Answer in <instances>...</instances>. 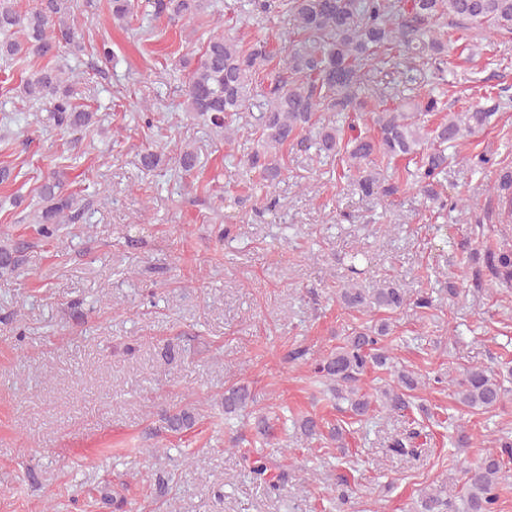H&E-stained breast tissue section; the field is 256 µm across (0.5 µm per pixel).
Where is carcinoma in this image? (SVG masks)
I'll list each match as a JSON object with an SVG mask.
<instances>
[{
	"instance_id": "cac0c4a2",
	"label": "carcinoma",
	"mask_w": 512,
	"mask_h": 512,
	"mask_svg": "<svg viewBox=\"0 0 512 512\" xmlns=\"http://www.w3.org/2000/svg\"><path fill=\"white\" fill-rule=\"evenodd\" d=\"M111 15L123 20L134 13L135 0H110ZM243 12L257 19L271 12L291 15L297 39L284 47L283 64L271 66L265 42H243L237 37L213 33L190 73L185 89L186 112L210 123L224 140L233 139L231 118L243 109L249 97L263 98L262 111L254 117L261 131L260 148L244 164L258 169L274 181L280 175L277 155L286 144L315 147L316 158L345 159L355 169L353 183L362 196L389 201L400 192L415 190L441 211L460 208L441 189L439 175L448 166V149L460 145L475 131L487 126L512 99L487 97L488 105L477 104L464 112H448L433 126L421 117L443 111L447 93L448 29L467 32L464 48L476 47L468 31L487 26L512 34V0H243ZM153 14L171 20L193 18L204 25L219 20L205 14L207 0H151ZM22 33L24 42L13 40ZM77 32L64 19L60 0H38L25 14L17 12L13 0H0V60L12 68L21 53L46 60L40 71L24 86L25 97L49 105L47 121L52 126L75 131L94 123L96 113L79 110L73 99L80 77L75 71L52 63L60 44L76 43ZM425 68L418 69V64ZM381 64L390 73L430 86L414 104L415 111H374L365 89L371 68ZM369 113L378 135L356 132L353 115ZM406 158L415 169L386 175L378 160ZM59 173H52L41 189L45 203L39 216L40 232L52 236L59 225L71 219L73 198L61 191ZM491 190L512 215V169L500 170ZM500 242L494 249L472 248L461 260L473 270L475 280L490 274L512 285V233L498 230ZM21 247L0 242V275L13 272L21 263ZM341 303L359 312L383 310L396 313L433 308L432 296L412 298L394 282L367 291L349 280L339 289ZM390 323L382 320L355 328L326 356L312 364L314 381L323 384L344 410L361 422L380 407L390 414H403L412 407L410 392L426 382L415 372L394 365L387 337ZM394 373L396 380L369 393L360 386L368 369ZM512 376V364L501 363L498 371L467 368L459 374L436 376L437 385L454 387L457 401L477 414L497 410L508 394L501 373ZM256 402L246 385L224 391V414L245 410ZM162 418L168 430L187 431L196 423L191 408L166 411ZM298 428L310 440L323 437L318 421L306 416ZM499 451L465 471L460 488L439 485L421 491L415 512H500L504 490V468L512 462V431L498 430ZM254 479L281 493L288 486V465L275 464L264 456L243 455Z\"/></svg>"
}]
</instances>
